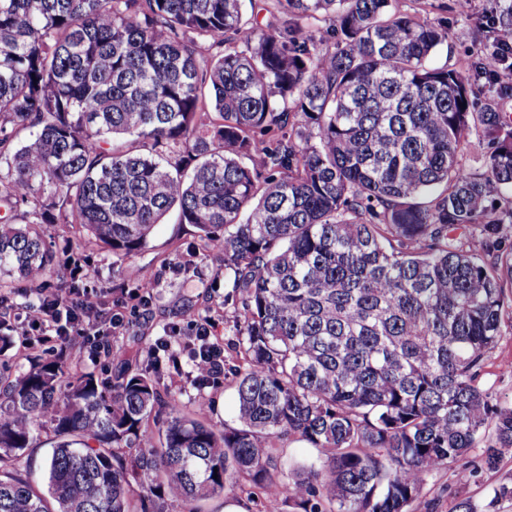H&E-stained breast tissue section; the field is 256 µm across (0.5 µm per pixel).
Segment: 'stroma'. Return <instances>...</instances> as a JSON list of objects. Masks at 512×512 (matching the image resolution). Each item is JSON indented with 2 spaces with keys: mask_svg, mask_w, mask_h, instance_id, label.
Masks as SVG:
<instances>
[{
  "mask_svg": "<svg viewBox=\"0 0 512 512\" xmlns=\"http://www.w3.org/2000/svg\"><path fill=\"white\" fill-rule=\"evenodd\" d=\"M430 2V18L444 19L448 27V41L434 57V64L470 70L472 63L484 55L483 49L470 40L471 28L508 0H472L463 11L455 0ZM42 230L62 273L61 278L48 279L49 290L57 292L73 284L89 289L91 300L105 312L133 295L144 300L136 310L125 312L121 328L113 333L111 358L86 349L81 363H69V375L91 373L109 386L118 361L128 358L135 369H156L162 393L176 399L184 412H193L202 404L215 430L237 426L233 368L241 364L242 357L234 323L236 303L228 299L224 284L223 254L205 248L195 226L179 223L173 212L157 225L144 250L125 259L95 244L78 241L65 225L46 224ZM131 266L147 271V279H129L126 270ZM205 315L216 318L211 340L224 352V373L215 382L200 387L190 375L195 340L185 327L190 318ZM172 326L180 327L182 333L172 338L169 358L151 365L152 349ZM485 382L500 402L512 404L511 329L503 331L489 360ZM510 476V454L503 458L499 471L483 474L476 483H459L454 470H440L423 487L416 512H449L452 499L458 494L484 506L491 486Z\"/></svg>",
  "mask_w": 512,
  "mask_h": 512,
  "instance_id": "1",
  "label": "stroma"
}]
</instances>
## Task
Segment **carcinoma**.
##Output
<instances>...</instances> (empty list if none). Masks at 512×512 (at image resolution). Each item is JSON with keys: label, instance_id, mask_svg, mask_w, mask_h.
<instances>
[{"label": "carcinoma", "instance_id": "carcinoma-1", "mask_svg": "<svg viewBox=\"0 0 512 512\" xmlns=\"http://www.w3.org/2000/svg\"><path fill=\"white\" fill-rule=\"evenodd\" d=\"M261 2L0 0V284L58 273L35 224L127 258L175 208L224 254L244 360L221 432L147 372H0V512H199L243 479L260 512H413L438 470L512 450L482 384L512 310V123L432 63L448 28L420 10ZM42 431L37 491L4 468ZM283 437L320 463L281 480Z\"/></svg>", "mask_w": 512, "mask_h": 512}]
</instances>
